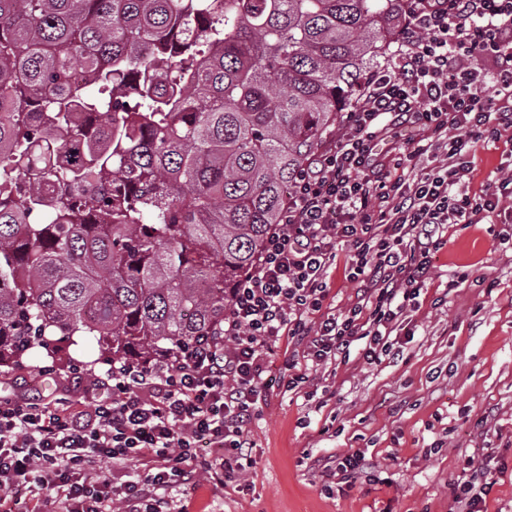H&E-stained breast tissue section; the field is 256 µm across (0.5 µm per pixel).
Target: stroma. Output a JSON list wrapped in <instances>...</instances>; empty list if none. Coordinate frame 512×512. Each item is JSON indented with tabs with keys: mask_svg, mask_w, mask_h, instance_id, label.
<instances>
[{
	"mask_svg": "<svg viewBox=\"0 0 512 512\" xmlns=\"http://www.w3.org/2000/svg\"><path fill=\"white\" fill-rule=\"evenodd\" d=\"M511 148L512 130L474 147L470 193L497 186ZM349 255L337 243L324 310L343 313L356 299ZM399 323L400 356L371 364L356 344L348 361L311 372L294 390L288 365L303 349L281 338L264 356L249 465L224 484L205 478L169 497L187 500L189 512H448L478 446L512 470V209L484 224L449 225ZM49 364L56 374L40 375ZM73 364L107 369L94 337H74L58 360L36 345L21 364L0 366V397L22 383L43 402L80 404L79 384L66 376ZM356 451L373 468L353 483L312 466Z\"/></svg>",
	"mask_w": 512,
	"mask_h": 512,
	"instance_id": "obj_1",
	"label": "stroma"
}]
</instances>
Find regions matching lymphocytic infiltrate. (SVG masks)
<instances>
[{"label": "lymphocytic infiltrate", "instance_id": "1", "mask_svg": "<svg viewBox=\"0 0 512 512\" xmlns=\"http://www.w3.org/2000/svg\"><path fill=\"white\" fill-rule=\"evenodd\" d=\"M400 40L386 67L368 73L343 132L297 176L256 269L224 307L220 340L142 364L112 362L89 379L91 412L23 394L0 398V512L29 484L52 491L61 512H187L162 489L193 484L205 437L245 459L247 428L265 372L262 347L281 337L305 346L313 366L348 359L354 342L378 360L397 318L420 293L432 251L449 225L479 224L501 207L497 191L465 185L475 144L512 129V0H404ZM422 138L391 141V122ZM400 175H393V168ZM353 252L358 300L323 312L337 242ZM147 462L114 483L98 462ZM506 466L470 464L450 512H484Z\"/></svg>", "mask_w": 512, "mask_h": 512}]
</instances>
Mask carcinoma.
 <instances>
[{
    "instance_id": "1",
    "label": "carcinoma",
    "mask_w": 512,
    "mask_h": 512,
    "mask_svg": "<svg viewBox=\"0 0 512 512\" xmlns=\"http://www.w3.org/2000/svg\"><path fill=\"white\" fill-rule=\"evenodd\" d=\"M402 10L0 0V365L46 336L144 363L222 334Z\"/></svg>"
}]
</instances>
